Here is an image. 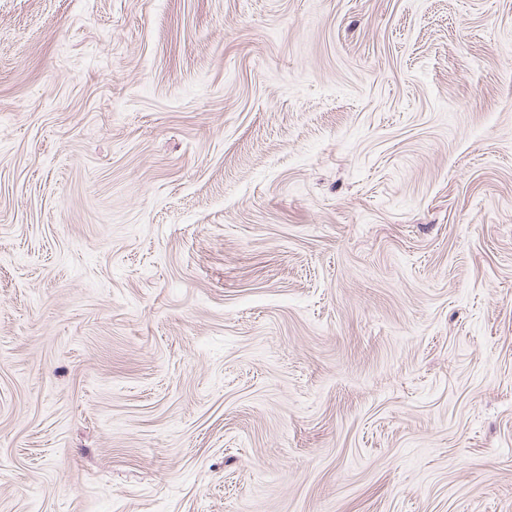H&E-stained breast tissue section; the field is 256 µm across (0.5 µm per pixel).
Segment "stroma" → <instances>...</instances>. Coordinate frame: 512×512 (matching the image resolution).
<instances>
[{
	"label": "stroma",
	"instance_id": "1",
	"mask_svg": "<svg viewBox=\"0 0 512 512\" xmlns=\"http://www.w3.org/2000/svg\"><path fill=\"white\" fill-rule=\"evenodd\" d=\"M0 512H512V0H0Z\"/></svg>",
	"mask_w": 512,
	"mask_h": 512
}]
</instances>
